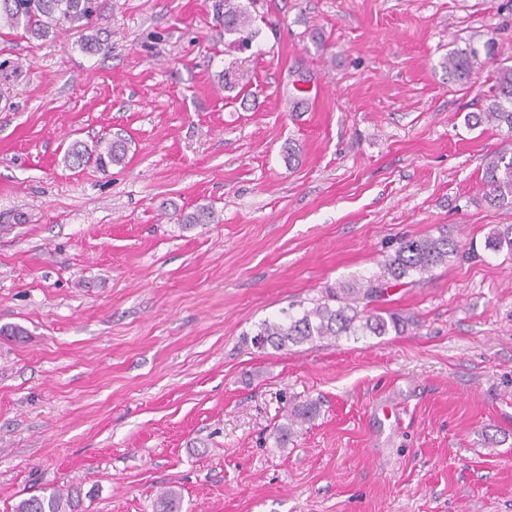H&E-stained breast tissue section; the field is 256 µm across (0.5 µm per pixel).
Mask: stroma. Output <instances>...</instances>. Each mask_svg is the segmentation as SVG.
Wrapping results in <instances>:
<instances>
[{"label":"stroma","mask_w":512,"mask_h":512,"mask_svg":"<svg viewBox=\"0 0 512 512\" xmlns=\"http://www.w3.org/2000/svg\"><path fill=\"white\" fill-rule=\"evenodd\" d=\"M212 2L102 0L95 54L0 37V512L46 487L82 512H154L166 487L182 512H512V254L484 247L512 207L482 183L512 134L466 121L512 0H249L246 49ZM490 40L449 81V52ZM117 134L125 164H62ZM201 206L214 223L180 222ZM443 232L457 256L367 306L399 331L252 346ZM319 413L317 401L310 400L302 402L293 407L291 412L285 415L284 422L277 426V442L286 445L288 439L292 438L303 426L314 420Z\"/></svg>","instance_id":"obj_1"}]
</instances>
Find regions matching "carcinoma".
I'll return each instance as SVG.
<instances>
[{"label":"carcinoma","mask_w":512,"mask_h":512,"mask_svg":"<svg viewBox=\"0 0 512 512\" xmlns=\"http://www.w3.org/2000/svg\"><path fill=\"white\" fill-rule=\"evenodd\" d=\"M101 9L100 0H0L1 29L21 33L28 39L46 40L63 29L79 33L80 47L85 52L101 50L103 40L91 20ZM217 20L224 26V33L237 35L245 41L253 37L252 14L240 0H215ZM477 52L473 49H456L448 54L445 67L448 78L466 83L470 79ZM494 94L485 111L467 116V123L477 126L493 122L506 126L512 132V66L498 65L493 73ZM128 142L115 136L101 137L88 144L75 140L65 150L62 161L71 169L92 166L106 172L112 166L125 163ZM487 188L485 199L489 204L512 206V156L490 159L484 171ZM484 248L493 252L503 249L512 253V225L497 227L486 237ZM457 253V244L446 234L437 237H410L389 255L381 265L380 274L366 280L360 288L341 286L327 289L313 307L300 312H283L278 319L265 320L257 327L251 342L258 348L267 346L275 350L313 343L336 336H385L389 330H399L401 319L391 314H367L358 309L362 300L382 292L389 284L400 282L414 274H425L445 264ZM319 413L318 403L305 401L285 415L277 426V442L286 445L288 439ZM78 491L66 493L47 490L40 495L21 499L15 512H78ZM182 496L174 488L163 490L157 497V512H181Z\"/></svg>","instance_id":"carcinoma-1"}]
</instances>
